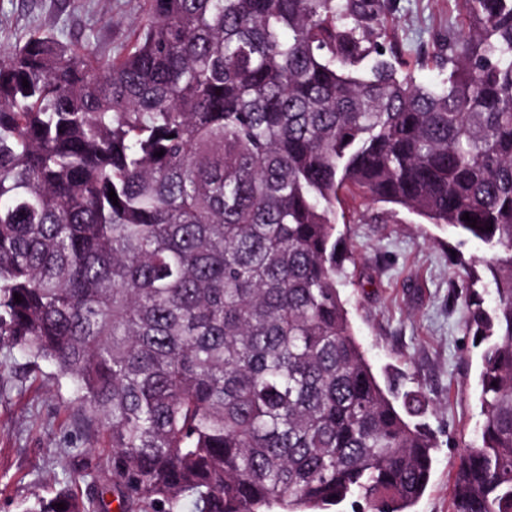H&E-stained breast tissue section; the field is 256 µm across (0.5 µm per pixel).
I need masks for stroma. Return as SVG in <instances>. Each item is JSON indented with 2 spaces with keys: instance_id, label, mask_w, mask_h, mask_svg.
Masks as SVG:
<instances>
[{
  "instance_id": "stroma-1",
  "label": "stroma",
  "mask_w": 512,
  "mask_h": 512,
  "mask_svg": "<svg viewBox=\"0 0 512 512\" xmlns=\"http://www.w3.org/2000/svg\"><path fill=\"white\" fill-rule=\"evenodd\" d=\"M140 13V0H0V46L45 27L70 46L91 41L114 52L129 42ZM462 25L457 0H391L387 15L389 38L426 83L440 79L434 53ZM343 209L336 234L352 259L339 289L355 335L381 381L426 397L425 420L438 435L428 487L412 512H452L455 464L482 421L484 347L466 327L470 298L488 310L496 300L488 283L466 292L462 266L449 255L480 271L490 253L477 239L390 204ZM0 364V512H22L71 476L79 494H102L115 512L108 438L93 436L82 412L65 408L68 382L49 364L32 370L5 339Z\"/></svg>"
}]
</instances>
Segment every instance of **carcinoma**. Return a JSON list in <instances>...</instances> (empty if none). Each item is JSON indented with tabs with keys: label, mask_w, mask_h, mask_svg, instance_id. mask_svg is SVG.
I'll return each instance as SVG.
<instances>
[{
	"label": "carcinoma",
	"mask_w": 512,
	"mask_h": 512,
	"mask_svg": "<svg viewBox=\"0 0 512 512\" xmlns=\"http://www.w3.org/2000/svg\"><path fill=\"white\" fill-rule=\"evenodd\" d=\"M460 2L438 83L382 42L390 0H144L114 56L0 52V337L109 433L117 512L421 497L425 401L381 386L338 288L347 192L494 250L452 512H512V0Z\"/></svg>",
	"instance_id": "carcinoma-1"
}]
</instances>
